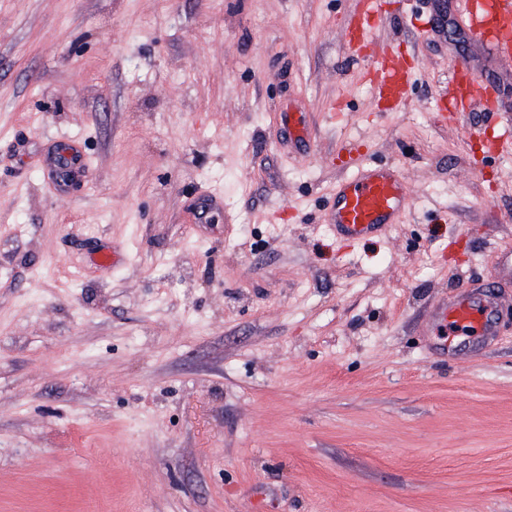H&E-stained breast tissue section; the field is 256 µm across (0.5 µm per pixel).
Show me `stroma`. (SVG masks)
I'll return each mask as SVG.
<instances>
[{
    "label": "stroma",
    "instance_id": "35a3bbf8",
    "mask_svg": "<svg viewBox=\"0 0 512 512\" xmlns=\"http://www.w3.org/2000/svg\"><path fill=\"white\" fill-rule=\"evenodd\" d=\"M384 2L397 111L345 44L366 0H0V512H512V310L476 356L421 333L512 256V153L473 139L512 72L439 0ZM455 60L494 100L461 122ZM62 138L88 168L54 190ZM356 141L408 210L350 245Z\"/></svg>",
    "mask_w": 512,
    "mask_h": 512
}]
</instances>
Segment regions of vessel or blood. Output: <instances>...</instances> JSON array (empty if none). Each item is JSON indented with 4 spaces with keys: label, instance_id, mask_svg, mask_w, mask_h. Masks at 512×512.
I'll use <instances>...</instances> for the list:
<instances>
[{
    "label": "vessel or blood",
    "instance_id": "1",
    "mask_svg": "<svg viewBox=\"0 0 512 512\" xmlns=\"http://www.w3.org/2000/svg\"><path fill=\"white\" fill-rule=\"evenodd\" d=\"M454 10L462 30L470 40L479 42L489 61L499 70H512V0H454ZM381 0H367L357 24L348 31V46L365 43L372 63V83L378 98L394 105L405 104L412 73L405 69L388 49L370 41L369 32L384 18ZM457 71L466 72L465 81L450 83L448 95L455 100H480L486 88L476 74L456 62ZM343 166L352 170L336 186L333 204L327 215L337 238L362 242L382 234L397 223L406 210V184L393 165L362 163L352 154L341 155ZM58 169L82 167L86 159L78 145L59 141L52 159ZM498 299L473 283H465L450 299H440L429 306L422 326L424 335L436 337V349L452 351L457 338H465L475 349L494 340Z\"/></svg>",
    "mask_w": 512,
    "mask_h": 512
}]
</instances>
